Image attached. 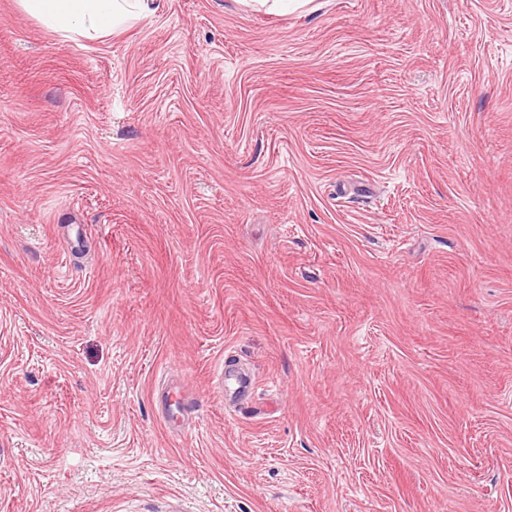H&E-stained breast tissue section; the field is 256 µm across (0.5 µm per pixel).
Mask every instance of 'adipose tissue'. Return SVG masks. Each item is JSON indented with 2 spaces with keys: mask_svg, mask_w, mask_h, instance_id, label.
<instances>
[{
  "mask_svg": "<svg viewBox=\"0 0 512 512\" xmlns=\"http://www.w3.org/2000/svg\"><path fill=\"white\" fill-rule=\"evenodd\" d=\"M154 0H17L18 8L64 38L101 40L150 13Z\"/></svg>",
  "mask_w": 512,
  "mask_h": 512,
  "instance_id": "1",
  "label": "adipose tissue"
}]
</instances>
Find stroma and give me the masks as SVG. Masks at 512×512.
I'll list each match as a JSON object with an SVG mask.
<instances>
[{"mask_svg": "<svg viewBox=\"0 0 512 512\" xmlns=\"http://www.w3.org/2000/svg\"><path fill=\"white\" fill-rule=\"evenodd\" d=\"M157 2L0 0V512H512V0ZM18 8L65 39L101 40L153 11L154 0H16ZM171 407V397L168 401V407L165 413L162 414L163 422L165 426L170 430H178L184 426V424L189 420L191 414L194 412L195 403L193 399L185 394L183 397L180 394L179 398V415L171 416L169 413V409Z\"/></svg>", "mask_w": 512, "mask_h": 512, "instance_id": "obj_1", "label": "stroma"}]
</instances>
